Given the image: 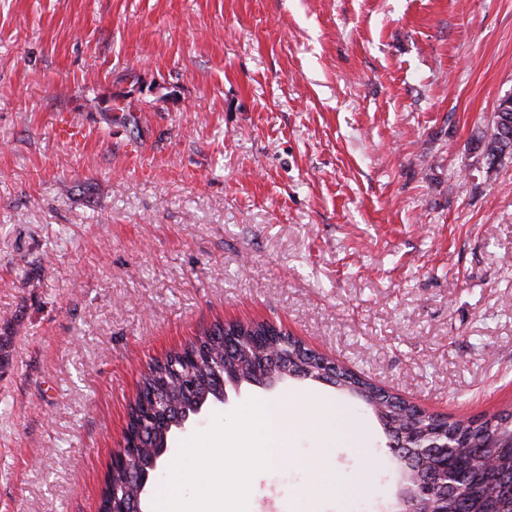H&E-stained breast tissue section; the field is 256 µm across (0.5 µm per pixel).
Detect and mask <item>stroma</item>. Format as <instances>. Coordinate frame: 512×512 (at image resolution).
Instances as JSON below:
<instances>
[{
  "label": "stroma",
  "mask_w": 512,
  "mask_h": 512,
  "mask_svg": "<svg viewBox=\"0 0 512 512\" xmlns=\"http://www.w3.org/2000/svg\"><path fill=\"white\" fill-rule=\"evenodd\" d=\"M512 95V0H0V512H98L152 359L268 320L430 411L512 414V160L472 140ZM78 142L60 136L66 125ZM365 444L248 512H392Z\"/></svg>",
  "instance_id": "obj_1"
}]
</instances>
